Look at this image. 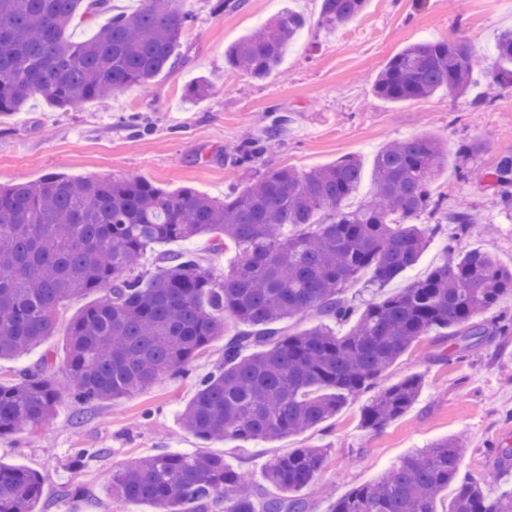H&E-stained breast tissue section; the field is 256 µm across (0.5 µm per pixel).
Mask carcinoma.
Segmentation results:
<instances>
[{
  "label": "carcinoma",
  "mask_w": 512,
  "mask_h": 512,
  "mask_svg": "<svg viewBox=\"0 0 512 512\" xmlns=\"http://www.w3.org/2000/svg\"><path fill=\"white\" fill-rule=\"evenodd\" d=\"M75 42L69 30L112 10L110 0H0V116L22 111L38 94L59 109L146 87L184 63L177 49L191 14L185 0H140ZM366 0H322L320 21L338 29ZM304 18L289 9L225 51L228 64L265 78L280 64ZM495 82L512 83V29L495 40ZM464 41H419L380 71L376 93L393 102L437 92L463 94L479 69ZM278 116L261 139L233 156L250 163L280 140ZM448 155L434 137L385 145L373 160V192L356 208L348 199L362 173L353 157L298 174L263 173L241 191L214 199L167 191L140 177L86 180L51 173L37 182L0 185V359H15L54 335L65 301L96 300L70 320L65 368L69 395L93 404L146 390L188 371L219 337L224 361L200 378L180 414L182 428L206 440H276L312 429L434 331L457 327L469 345L484 334L478 314L512 299V267L486 250L447 249L425 278L397 292L385 288L414 266L448 215L432 183ZM489 177L512 185V156ZM432 222L423 224L421 216ZM207 238L215 253L230 244L235 262L216 275L188 252L138 272L158 244ZM369 275L363 309L344 296ZM314 315L320 323L289 333L282 323ZM236 324L228 333L226 318ZM350 325L343 335L332 325ZM56 360L46 352L18 378L0 381V436L43 427L60 398ZM413 376L376 392L362 411L378 432L418 398ZM458 436L401 459L379 480L328 501L326 512H512V490L492 498V476L460 477ZM328 449L297 448L266 464L270 494L218 455L166 448L112 473L108 498L145 502L155 512H303L298 492L311 486ZM451 492L448 508L438 504ZM43 480L0 464V512H36Z\"/></svg>",
  "instance_id": "obj_1"
}]
</instances>
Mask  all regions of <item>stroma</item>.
<instances>
[{
    "mask_svg": "<svg viewBox=\"0 0 512 512\" xmlns=\"http://www.w3.org/2000/svg\"><path fill=\"white\" fill-rule=\"evenodd\" d=\"M192 14L181 39L184 65L159 75L149 90L130 88L111 106L94 102L67 110L43 97L29 100L18 115L0 120V184L28 182L57 172L87 179L145 177L163 189L191 188L220 197L247 187L258 175L290 168L305 172L354 156L363 164L362 181L349 207L372 191V161L387 143L433 136L448 149L434 189L449 202L465 201L478 216L464 235L443 225L429 249L396 287L424 277L448 245L478 246L512 265V205L492 186L489 172L502 156L512 155V86L492 85L496 67L491 47L503 29H512V0H368L344 27L319 22V0H247L245 7L217 9L216 0H187ZM292 8L306 25L277 71L250 79L224 62V50ZM465 39L483 59L477 84L466 94L445 93L392 103L374 95L372 83L392 56L421 40ZM203 76L211 93L191 102L185 86ZM290 124L282 145L254 162L233 165L226 155L246 131L260 132L273 114ZM480 152L462 157L461 143ZM94 294L67 301L56 332L45 346L0 362V379L35 366L45 350L56 356L55 375L66 384V335L72 316L90 305ZM512 317V300L481 313L487 328L482 341L461 347L451 336L432 335L416 343L378 380L391 385L421 375L417 402L383 430L361 427L365 397L348 400L331 419L305 433L264 443L206 442L183 430L179 413L195 393V378L213 370L224 355L215 340L195 363L191 375L166 377L145 392L98 405H74L61 394L54 418L43 429L0 439V463L25 467L43 478L44 512H99L113 470L161 448L202 451L250 475L274 457L295 448L325 445L329 459L318 481L334 497L375 481L405 455L452 435H463L467 451L460 471H496L494 492L512 489V465L499 466L500 449L512 448V333L493 332L501 317ZM150 423H143L144 414ZM99 448L103 454L78 470L68 462L75 449ZM79 483L84 498H61L60 486Z\"/></svg>",
    "mask_w": 512,
    "mask_h": 512,
    "instance_id": "obj_1",
    "label": "stroma"
}]
</instances>
